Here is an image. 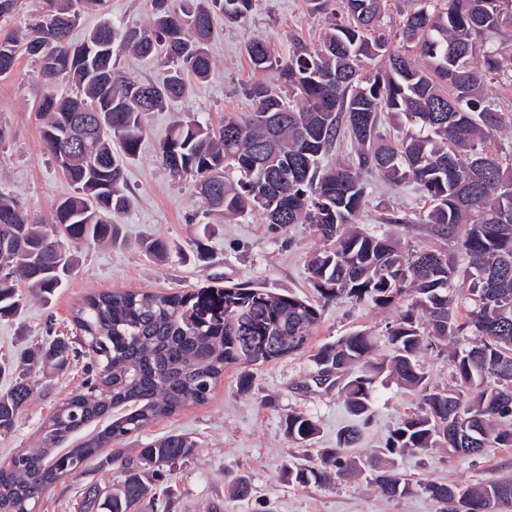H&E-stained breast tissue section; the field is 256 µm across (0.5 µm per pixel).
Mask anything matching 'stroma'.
Returning <instances> with one entry per match:
<instances>
[{
    "mask_svg": "<svg viewBox=\"0 0 512 512\" xmlns=\"http://www.w3.org/2000/svg\"><path fill=\"white\" fill-rule=\"evenodd\" d=\"M107 5L105 12L83 14L72 32L74 40H83L104 20L117 27L144 26L151 20V0H108ZM323 27V14L307 10L303 0H254L245 21L216 22L210 76L190 80L185 97L149 114L140 150L125 163L133 205L118 222L126 244L70 245L77 266L64 288L46 301L27 300L19 315L0 319V363L11 368L0 376V391L11 385L14 371L20 370L23 350L58 336L75 335L72 315L92 292L138 289L206 294L231 282L319 301L306 265L308 255L319 245L309 226L296 224L288 233L276 235L255 211L214 224L208 236H201L192 222L202 212L195 184L169 174L159 159V141L178 119L197 115L217 126L227 115L250 111L246 88L257 81L276 80L274 72L251 68L244 52L250 38L265 39L284 56L292 39L317 42ZM44 93L28 56H21L14 71L0 78V128L5 131L0 140V188L15 196L32 219L47 222L57 200L71 188L44 148V120L39 112ZM365 197L358 226L388 233L411 247L431 243L428 225L418 221L424 199L416 185L393 189L370 177ZM154 238L177 247L178 255L161 261L142 251L141 241ZM398 314L397 308L383 309L369 302L330 303L323 309L308 351L278 361L229 366L206 403L159 420L127 439L122 449L128 458L146 443L172 432L187 434L198 444L194 457L157 485L160 512H257L261 506L267 512H440L439 504L420 492L387 497L364 474L309 485L288 482L284 474L285 468L310 465L317 449L335 447L338 431L352 420L336 389L313 382L312 351L351 331L368 329L376 336V357H384L388 353L385 327ZM81 376V367L75 363L58 372H28L33 394L14 433L0 437V463L17 450L35 445L40 424L80 384ZM419 402L418 393L395 381L379 384L371 423L354 455L373 456L387 433ZM294 410L307 412L317 421L320 432L312 445L303 446L288 437L285 420ZM111 457V449H104L84 473L50 487L37 512H78L89 486L105 487L120 480ZM395 463L397 470L414 480L488 483L512 477V447L496 448L479 458L439 447L398 457ZM241 475L251 485V497L245 501L233 499L228 492Z\"/></svg>",
    "mask_w": 512,
    "mask_h": 512,
    "instance_id": "35a3bbf8",
    "label": "stroma"
}]
</instances>
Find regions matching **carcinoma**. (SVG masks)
Returning <instances> with one entry per match:
<instances>
[{
	"label": "carcinoma",
	"instance_id": "cac0c4a2",
	"mask_svg": "<svg viewBox=\"0 0 512 512\" xmlns=\"http://www.w3.org/2000/svg\"><path fill=\"white\" fill-rule=\"evenodd\" d=\"M106 0H45L29 33L0 38V76L22 55L35 59L47 86L40 114L44 146L73 194L52 221L28 219L0 189V318L15 316L30 297L63 287L75 259L63 242H122L115 217L130 208L124 161L135 157L147 113L187 92L186 75L208 77L214 21L235 24L252 0H153L142 29L107 21L74 42L81 13ZM397 31L380 24L384 0H305L325 15L316 44L292 41L288 56L263 39L245 52L252 68L274 71L278 84H251L252 112L226 116L215 128L195 117L175 121L161 141L162 163L194 177L202 217L224 221L260 210L269 230L284 234L309 225L320 241L307 268L322 304L290 293L233 284L216 291L224 311L196 317L200 294L126 290L87 295L73 320L82 336H62L37 348L27 365L62 370L84 358L83 380L40 426L38 444L0 465V512H34L45 491L83 469L104 448L122 479L112 493H84L79 512H135L152 484L194 456L197 441L170 433L146 444L134 459L117 444L151 423L207 402L224 369L244 364L236 326L261 317L269 330L267 358L296 355L309 342L322 307L343 297L385 308L404 306L386 326L389 354L373 359L374 334L342 336L313 354L317 384L344 398L355 422L336 447L318 450V463L288 468V481H327L331 474L368 470L389 497L421 490L458 512L464 496L490 512L512 507V478L486 484L412 482L395 470V457L448 447L467 457L512 447V152L487 142L512 119L486 99L485 83L502 72L512 44L497 39L512 25V0H420ZM403 50H392L393 38ZM156 56L169 75L162 83L130 77L117 66L115 45ZM414 49L417 58L406 52ZM71 83L67 95L56 92ZM394 134H381V114ZM98 126L90 157L60 159L53 135L75 119ZM354 145L346 162L333 158L344 138ZM376 174L393 187L414 183L426 199L420 223L450 249L404 250L400 241L355 227L365 205L364 178ZM157 258L168 242L141 243ZM24 282L28 291L19 288ZM448 355L454 385L441 388L421 355ZM418 391L423 407L390 430L378 454H346L360 439L383 375ZM31 395L19 376L0 394V436L13 432ZM288 437L309 443L319 432L302 411L286 417Z\"/></svg>",
	"mask_w": 512,
	"mask_h": 512
}]
</instances>
